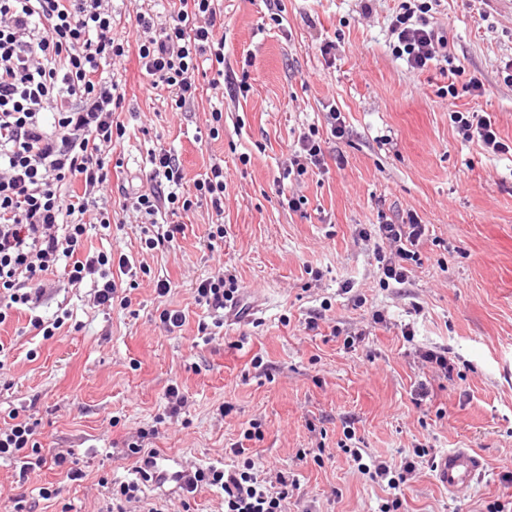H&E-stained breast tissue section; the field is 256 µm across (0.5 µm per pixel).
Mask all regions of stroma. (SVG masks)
<instances>
[{
  "instance_id": "obj_1",
  "label": "stroma",
  "mask_w": 512,
  "mask_h": 512,
  "mask_svg": "<svg viewBox=\"0 0 512 512\" xmlns=\"http://www.w3.org/2000/svg\"><path fill=\"white\" fill-rule=\"evenodd\" d=\"M224 70L248 72L247 98L204 86L194 105L173 111L151 89L136 54L111 65L124 92L127 134L112 149L122 189L150 185L148 153L179 154L186 183L224 162V214L209 206L184 216L172 246L140 249L139 214L119 211L109 239L86 246L126 254L151 269L129 290L131 304L95 306L91 287L50 277L38 309L69 312L58 334L37 336L25 310L0 325V428L35 422L46 456L72 452L83 477L49 468L20 479L0 460V512L26 497L32 512H107L110 484L130 477L126 446L142 441L183 465L237 464L231 447L266 475L281 471L300 488L287 512H377L387 487L358 472L343 445L352 429L370 457L393 463L426 446L471 448L486 460L478 485L448 493L429 465L408 480L400 512H490L512 504V156L457 133L453 112L491 116L512 143V0H441L427 16L448 38L450 61L414 70L389 47L399 0H222ZM166 0H112L114 32L136 44L137 11L165 12ZM336 41L335 57L320 46ZM476 78L481 95L447 94L450 66ZM224 133L207 138L212 108ZM342 112L344 137L326 136L328 170L287 180L299 137ZM249 163H241V156ZM305 197L289 210L283 195ZM416 214L429 232L421 262L401 285L383 287L373 241L360 232L387 217ZM224 239L209 246L212 224ZM226 269L250 314L210 334L196 288ZM171 283L158 295L157 279ZM184 315L168 328L163 310ZM354 346H347V339ZM444 347L454 366L433 378L419 348ZM186 397L166 416L167 391ZM259 424L260 435L244 432ZM154 437L140 440L145 429ZM54 491L42 499L40 488ZM178 492L143 487L132 512H224L202 489L182 506Z\"/></svg>"
}]
</instances>
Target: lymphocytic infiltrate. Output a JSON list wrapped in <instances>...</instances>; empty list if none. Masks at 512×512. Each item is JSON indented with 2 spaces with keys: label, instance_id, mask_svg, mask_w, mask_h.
<instances>
[{
  "label": "lymphocytic infiltrate",
  "instance_id": "lymphocytic-infiltrate-1",
  "mask_svg": "<svg viewBox=\"0 0 512 512\" xmlns=\"http://www.w3.org/2000/svg\"><path fill=\"white\" fill-rule=\"evenodd\" d=\"M434 0H401L391 25L395 55L421 70L448 56L447 38L426 16ZM220 0H172L166 19L152 11L137 13L143 36L136 48L141 71L152 88L166 91L172 110L194 103L208 67H223L224 41ZM112 0H0V324L13 311H30L29 323L44 338L56 335L64 317L46 321L35 313L45 275L63 271L68 285L91 283L97 305L128 308L119 296L116 274L133 278L149 274L148 266L111 252L85 253L89 229L112 233V213L104 198L112 189L109 163L112 145L126 134L117 112L125 99L118 83L106 76L111 61L125 57L127 43L112 34ZM454 122L465 141L480 142L495 154H512L501 141L490 116L458 112ZM154 183L124 196V207L142 214L144 247L172 245L183 230V215L202 204L224 211V163L213 162L184 188L177 155L165 147L149 155ZM326 172L318 129L302 135L285 175L304 176L310 169ZM83 185L82 193L63 194L64 185ZM428 228L416 215L406 223L382 221L364 231L375 241L373 259L383 286L402 284L408 265L419 262L418 245ZM237 279L218 274L197 287V301L213 311L214 327H223L225 302L234 300ZM350 457L361 474L374 483L400 490L416 470V459L433 457L430 448L416 449L415 460L401 464L365 463L364 449ZM21 464V475L53 465L67 478L80 479L65 454L40 453L35 426L27 421L0 428V460ZM183 489L193 497L204 487L224 494V512H286L297 481L277 474L261 478L253 459L231 467L194 466Z\"/></svg>",
  "mask_w": 512,
  "mask_h": 512
}]
</instances>
